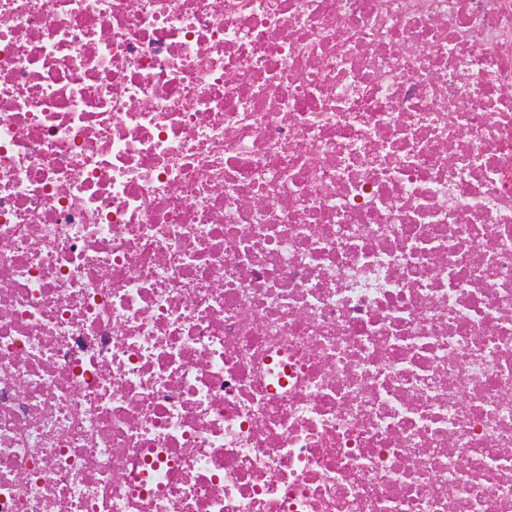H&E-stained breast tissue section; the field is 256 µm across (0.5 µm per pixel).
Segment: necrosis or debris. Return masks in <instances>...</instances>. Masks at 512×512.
<instances>
[{
    "mask_svg": "<svg viewBox=\"0 0 512 512\" xmlns=\"http://www.w3.org/2000/svg\"><path fill=\"white\" fill-rule=\"evenodd\" d=\"M0 512H512V0H0Z\"/></svg>",
    "mask_w": 512,
    "mask_h": 512,
    "instance_id": "necrosis-or-debris-1",
    "label": "necrosis or debris"
}]
</instances>
